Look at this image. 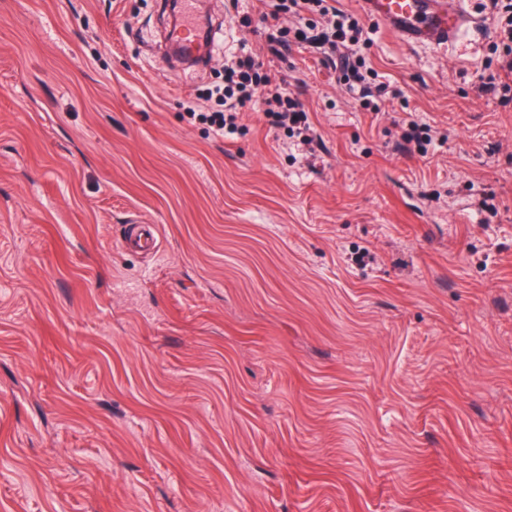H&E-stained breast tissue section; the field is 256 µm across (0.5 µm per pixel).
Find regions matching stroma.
Returning a JSON list of instances; mask_svg holds the SVG:
<instances>
[{"label": "stroma", "instance_id": "1", "mask_svg": "<svg viewBox=\"0 0 512 512\" xmlns=\"http://www.w3.org/2000/svg\"><path fill=\"white\" fill-rule=\"evenodd\" d=\"M0 0V512H512V92L363 19L402 98L298 46L308 135L190 120L256 0ZM250 25H243V17ZM429 125L427 153L402 141ZM158 225L164 257L124 252Z\"/></svg>", "mask_w": 512, "mask_h": 512}]
</instances>
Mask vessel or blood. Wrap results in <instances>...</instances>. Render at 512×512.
Listing matches in <instances>:
<instances>
[{
  "mask_svg": "<svg viewBox=\"0 0 512 512\" xmlns=\"http://www.w3.org/2000/svg\"><path fill=\"white\" fill-rule=\"evenodd\" d=\"M365 15L409 45L444 46L465 28L477 25L461 0H360ZM124 251L160 257V232L154 224H134L121 241Z\"/></svg>",
  "mask_w": 512,
  "mask_h": 512,
  "instance_id": "obj_1",
  "label": "vessel or blood"
}]
</instances>
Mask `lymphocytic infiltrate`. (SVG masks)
Here are the masks:
<instances>
[{"mask_svg": "<svg viewBox=\"0 0 512 512\" xmlns=\"http://www.w3.org/2000/svg\"><path fill=\"white\" fill-rule=\"evenodd\" d=\"M259 18L265 28L267 50L281 55L290 45L311 47L330 56L343 51L344 66L341 79L349 92L364 108L374 109L373 93H390L400 97L397 89L380 82L378 73L368 66L363 55L354 47L361 41L363 26L355 14L336 9L329 0H260ZM498 16V36L505 48L506 58L500 66L499 80L482 83L485 93L512 91V5L506 0H490ZM210 94L222 103L219 112H190L191 120L209 125L220 136L228 137L239 130V113L253 104L260 106L268 125L294 130L308 121L299 97L288 91L283 79L268 69L259 55L248 49L239 53L224 66V82L211 89Z\"/></svg>", "mask_w": 512, "mask_h": 512, "instance_id": "obj_1", "label": "lymphocytic infiltrate"}]
</instances>
